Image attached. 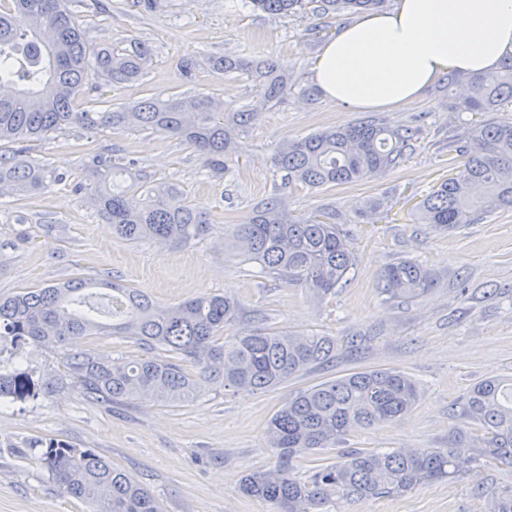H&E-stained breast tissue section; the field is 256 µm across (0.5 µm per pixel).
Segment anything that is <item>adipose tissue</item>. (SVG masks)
Returning a JSON list of instances; mask_svg holds the SVG:
<instances>
[{
	"mask_svg": "<svg viewBox=\"0 0 512 512\" xmlns=\"http://www.w3.org/2000/svg\"><path fill=\"white\" fill-rule=\"evenodd\" d=\"M512 60V0H397L364 13L321 49L323 97L362 112L417 106L445 74L470 78Z\"/></svg>",
	"mask_w": 512,
	"mask_h": 512,
	"instance_id": "1",
	"label": "adipose tissue"
}]
</instances>
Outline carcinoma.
I'll use <instances>...</instances> for the list:
<instances>
[{"label":"carcinoma","mask_w":512,"mask_h":512,"mask_svg":"<svg viewBox=\"0 0 512 512\" xmlns=\"http://www.w3.org/2000/svg\"><path fill=\"white\" fill-rule=\"evenodd\" d=\"M384 2L245 0V5L286 18L307 11L315 16L358 13ZM151 57L152 49L139 41L124 49L92 46L69 0H0V143L21 145L72 127H145L192 147L212 176H224L238 138L260 115L256 107L227 112L222 101L195 95L145 98L112 112L76 109L75 101L90 79L113 86L133 82ZM205 64L226 74L249 75L264 106L278 103L288 92V77L270 59L224 56ZM471 86L463 110L479 119L472 121L467 140L458 146L462 165L418 203L423 223L434 228L452 229L485 207L512 210V118H483L512 103V62L471 79ZM418 134L415 126L364 120L289 140L277 149L272 163L290 188L351 184L399 164ZM47 178L42 166L27 159L25 148L8 156L0 153V188L18 194L42 192ZM76 190L126 241L151 238L181 244L207 231V214L183 201L174 185L133 172L111 154L96 156ZM232 235L242 262L258 264L261 273L284 279L317 300L334 294L355 264L335 211L323 208L296 222L288 216L286 199L278 195L256 205ZM94 285L76 277L0 299V339L60 349L74 336L111 333L132 340L143 355L111 358L91 349L64 354V366L83 392L109 404L142 398L186 403L203 381L233 390H268L335 361L340 346L332 336L261 327L226 336L224 327L240 310L237 299L228 295L162 305L141 291L107 283L112 311L105 313L90 292ZM436 285L433 273L412 259L386 266L378 281L388 301H413ZM35 394L27 373H0L1 402ZM419 399L417 383L391 368L355 371L298 391L267 425L274 465L248 473L242 492L275 505L277 512H317L331 499L398 494L461 474L479 456L456 448L426 453L347 449L339 451V460L320 463L304 479L293 472L291 461L297 455L334 449L352 430L394 422ZM460 411L483 432L484 454L512 465V377L477 382ZM33 447L40 449L38 461L63 492L96 504V512H160L145 488L102 454L54 439L36 441Z\"/></svg>","instance_id":"cac0c4a2"}]
</instances>
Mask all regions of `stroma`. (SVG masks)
<instances>
[{
	"instance_id": "1",
	"label": "stroma",
	"mask_w": 512,
	"mask_h": 512,
	"mask_svg": "<svg viewBox=\"0 0 512 512\" xmlns=\"http://www.w3.org/2000/svg\"><path fill=\"white\" fill-rule=\"evenodd\" d=\"M148 11L135 0H71L89 42L106 47L138 39L153 50L135 83L91 80L81 109L109 112L145 97L211 95L229 109L257 105L259 91L238 73L204 67L184 80L174 62L184 55L269 57L288 77V92L263 109L240 140L224 178L208 177L197 153L151 130H71L30 143L28 156L54 180L42 193H0V298L23 288L73 277L137 288L161 304L227 293L241 305L225 335L255 326L358 337L360 349H341L328 366L265 392L202 384L192 402L150 400L110 405L87 398L68 376L59 349L29 341H0V372L25 371L35 396L0 405V512H94L62 493L36 461L38 439L92 448L138 480L161 512H276L243 495V475L275 463L266 445L267 424L300 389L356 370L394 368L417 382L420 401L400 420L352 431L346 445L367 450L458 447L467 420L457 408L478 381L512 376V210L475 214L470 223L436 229L414 205L461 163L455 152L470 127L459 87L430 88L421 105L386 111L391 125H416L417 140L397 168L350 185L290 189L297 219L333 208L352 238L356 261L335 295L310 299L304 290L241 263L231 227L256 204L277 193L281 181L271 157L285 140L363 120L361 112L325 100L311 68L346 16L281 19L246 9L242 0H159ZM115 152L161 182L177 184L185 202L205 212L209 230L185 245L151 239L125 241L75 189L96 153ZM389 214L359 217L370 199ZM403 258L431 270L438 285L408 303L385 301L380 271ZM512 493V466L481 457L458 477L404 493L328 505L327 512H488L492 499Z\"/></svg>"
}]
</instances>
